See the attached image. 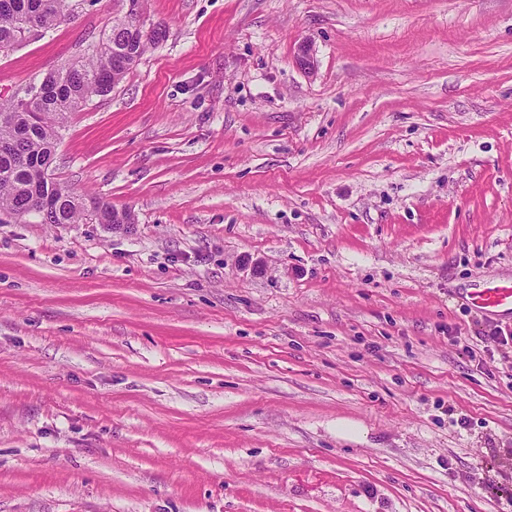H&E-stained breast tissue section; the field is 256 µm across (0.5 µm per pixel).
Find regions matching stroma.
I'll return each instance as SVG.
<instances>
[{
	"label": "stroma",
	"instance_id": "stroma-1",
	"mask_svg": "<svg viewBox=\"0 0 512 512\" xmlns=\"http://www.w3.org/2000/svg\"><path fill=\"white\" fill-rule=\"evenodd\" d=\"M120 0L0 54V100ZM167 38L0 212V512H512V0H143ZM309 44L314 70L297 53ZM468 302L479 311L512 315V283L479 284L469 294Z\"/></svg>",
	"mask_w": 512,
	"mask_h": 512
}]
</instances>
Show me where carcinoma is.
<instances>
[{
  "label": "carcinoma",
  "mask_w": 512,
  "mask_h": 512,
  "mask_svg": "<svg viewBox=\"0 0 512 512\" xmlns=\"http://www.w3.org/2000/svg\"><path fill=\"white\" fill-rule=\"evenodd\" d=\"M79 0H0V53L26 40V30L17 26L19 17L28 19L44 31L75 19ZM166 26L159 23L149 32L131 30L127 16L120 14L99 41L82 56L65 63L43 80L30 86L23 102L18 97L0 102V143L9 141L13 151H0V210L15 216L30 212L34 199L48 200L49 207L39 211L46 224L112 223V205L102 198L60 195L54 188L35 184L41 168L53 162L59 130L69 116L79 112L95 96L112 92L152 45L164 41ZM32 112L45 113V119L33 121Z\"/></svg>",
  "instance_id": "obj_1"
}]
</instances>
